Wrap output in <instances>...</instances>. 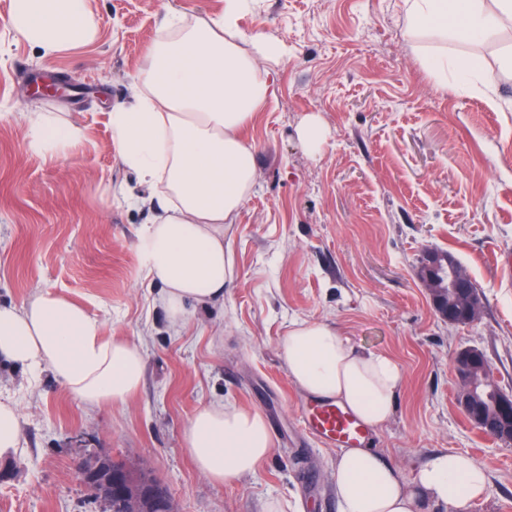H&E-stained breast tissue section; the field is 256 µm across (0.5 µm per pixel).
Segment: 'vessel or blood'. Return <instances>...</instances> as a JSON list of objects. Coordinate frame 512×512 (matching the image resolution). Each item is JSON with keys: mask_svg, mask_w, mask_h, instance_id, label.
Wrapping results in <instances>:
<instances>
[{"mask_svg": "<svg viewBox=\"0 0 512 512\" xmlns=\"http://www.w3.org/2000/svg\"><path fill=\"white\" fill-rule=\"evenodd\" d=\"M303 424L311 436L336 448L364 447L368 436L363 423L332 399L312 400L304 411Z\"/></svg>", "mask_w": 512, "mask_h": 512, "instance_id": "vessel-or-blood-1", "label": "vessel or blood"}]
</instances>
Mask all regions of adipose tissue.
I'll return each mask as SVG.
<instances>
[{
    "label": "adipose tissue",
    "instance_id": "1",
    "mask_svg": "<svg viewBox=\"0 0 512 512\" xmlns=\"http://www.w3.org/2000/svg\"><path fill=\"white\" fill-rule=\"evenodd\" d=\"M251 0H224L220 13L187 22L163 15L164 37L147 52L128 101L108 112L121 164L142 185L162 186L145 198L157 215L137 242L150 282L172 325H181L187 303L222 301L230 252L224 227L234 223L256 187V157L242 131L271 93L269 64L286 46L258 33L241 40L236 29ZM410 34L431 21L461 32L457 58L427 55L424 68L439 80L456 73L464 90L495 101V72L512 73V52L485 65L484 38L512 30V0H405ZM14 33L52 55L91 41L96 23L87 0H14ZM31 150L58 156L80 139L38 112L27 113ZM282 351L292 383L306 394L336 400L370 431L392 415L404 383L398 360L358 350L334 326H289ZM0 360L30 371L48 368L77 401L117 404L140 386L145 371L140 347L105 336L101 321L82 305L42 289L20 305L0 304ZM272 443L259 412L234 405H206L193 415L183 448L209 480L224 483L249 473L267 458ZM485 469L470 456H429L414 480L378 451L348 448L336 458L338 512H422L425 502L462 512L485 491Z\"/></svg>",
    "mask_w": 512,
    "mask_h": 512
}]
</instances>
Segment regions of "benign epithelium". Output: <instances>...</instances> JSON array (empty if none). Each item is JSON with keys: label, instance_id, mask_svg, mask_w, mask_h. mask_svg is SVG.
I'll return each instance as SVG.
<instances>
[{"label": "benign epithelium", "instance_id": "benign-epithelium-1", "mask_svg": "<svg viewBox=\"0 0 512 512\" xmlns=\"http://www.w3.org/2000/svg\"><path fill=\"white\" fill-rule=\"evenodd\" d=\"M448 270V290L437 288V277ZM434 309L450 324H469L475 321L482 308L478 289L444 254L429 256L421 271ZM455 367L462 391L457 402L470 424L481 433L504 444L512 445V397L503 394L491 378V369L484 355L476 349H465L455 357ZM77 473L89 492L103 501L109 512H117L127 498L128 471L110 459L86 465L80 464Z\"/></svg>", "mask_w": 512, "mask_h": 512}]
</instances>
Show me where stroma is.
<instances>
[{"label": "stroma", "mask_w": 512, "mask_h": 512, "mask_svg": "<svg viewBox=\"0 0 512 512\" xmlns=\"http://www.w3.org/2000/svg\"><path fill=\"white\" fill-rule=\"evenodd\" d=\"M0 0V303L40 288L85 305L105 335L141 346L143 383L126 402L89 406L49 370L0 365V394L17 400L19 444L0 456V512H105L75 476L109 457L164 483L173 512H338L337 449L310 438L307 399L288 377L281 341L295 321L336 326L362 351L392 354L405 387L371 433L406 476L455 450L484 466L483 498L465 512H512V445L474 429L457 403V352L475 348L512 395V112L460 94L426 72L424 53L459 40L406 32L404 0H258L237 21L288 46L270 72L272 95L243 137L258 185L224 241L233 264L224 299L189 306L173 327L145 276L136 243L150 211L129 206L145 186L120 163L107 114L130 94L160 19L220 12L222 0H88L96 35L42 55L9 26ZM74 83L66 95L26 80ZM81 130L66 155L28 150L23 115ZM324 140L311 150L309 122ZM451 255L483 298L479 319L451 325L419 271ZM233 403L261 413L272 448L255 471L221 484L196 470L182 434L196 410Z\"/></svg>", "instance_id": "stroma-1"}]
</instances>
